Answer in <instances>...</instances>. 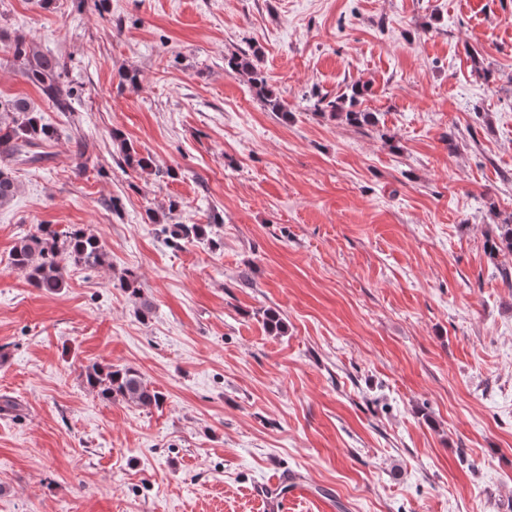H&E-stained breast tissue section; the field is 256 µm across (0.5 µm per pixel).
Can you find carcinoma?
I'll use <instances>...</instances> for the list:
<instances>
[{
    "instance_id": "cac0c4a2",
    "label": "carcinoma",
    "mask_w": 512,
    "mask_h": 512,
    "mask_svg": "<svg viewBox=\"0 0 512 512\" xmlns=\"http://www.w3.org/2000/svg\"><path fill=\"white\" fill-rule=\"evenodd\" d=\"M14 61L30 81L36 84L43 96L57 107L66 105L69 91L62 81V65L59 59L39 51L22 35L16 36L11 47ZM252 56L231 54L224 57L225 73L245 79L262 96L264 104L271 111L286 118L291 114L288 105L270 89L266 73L254 64ZM365 85L353 84L349 92L333 100H317L316 110H329V115L360 127L375 123L371 112L360 109L361 99L367 94ZM10 121L0 123V157L10 158L29 148L26 156L28 163H38L46 154L38 151L45 142L58 137V130L41 123L37 113L33 112L25 100L18 98L4 105ZM113 137L120 141L124 163L129 167L145 170L151 167V160L140 156L127 143L121 141V134ZM19 191V184L5 167H0V207L8 204ZM170 238L185 240L190 237L204 236V228L199 224L191 226L176 224L169 230ZM501 251L512 253V224H503L496 240L489 247V255L496 256ZM109 255L100 238L81 225H73L61 233L49 226H40L36 232L20 237L10 251L11 265L27 273L32 284L46 293H56L64 287V261L85 267H99L108 260ZM118 287L139 300L138 312L146 318L151 313V304L143 299L139 278L127 272L119 279ZM84 382L104 401L124 400L142 407L162 405L164 396L151 387L141 373L134 367H112L92 364L86 367Z\"/></svg>"
}]
</instances>
